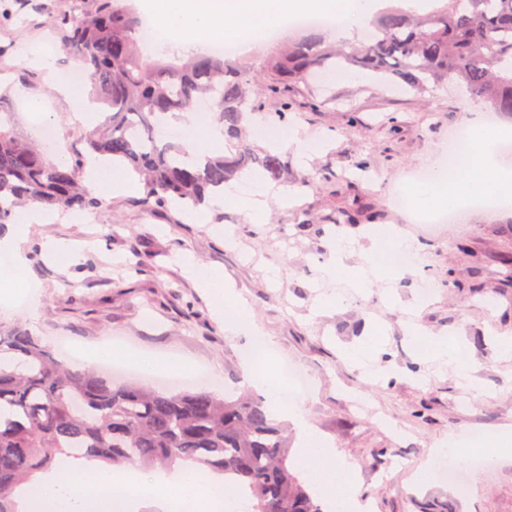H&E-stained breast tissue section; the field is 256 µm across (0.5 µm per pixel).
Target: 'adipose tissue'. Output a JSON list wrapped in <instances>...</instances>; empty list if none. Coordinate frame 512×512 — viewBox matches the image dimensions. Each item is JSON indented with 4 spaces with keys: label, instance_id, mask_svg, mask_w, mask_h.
Here are the masks:
<instances>
[{
    "label": "adipose tissue",
    "instance_id": "adipose-tissue-1",
    "mask_svg": "<svg viewBox=\"0 0 512 512\" xmlns=\"http://www.w3.org/2000/svg\"><path fill=\"white\" fill-rule=\"evenodd\" d=\"M372 0H153L152 16L161 48L189 54L205 51L216 40L242 44L251 41L256 29L279 28L284 20L310 14H337L348 24L327 30L329 41L347 43L355 30L364 27ZM463 126L470 151L454 169L435 167L425 181L409 184L407 200L416 212L433 209L463 211L468 199L494 196L512 206V157L502 152L512 142V125L491 126L469 107ZM168 130L190 151L209 154L220 142L217 130L206 122L171 118ZM85 183L101 198L131 194L135 182L113 171L100 158H89ZM404 200V201H407ZM404 201L390 199L392 208ZM13 232L0 239V250L11 257L13 274L0 275V312L13 308L17 297L14 273L25 272L29 260L25 243L30 225L44 224L48 216L40 204H31ZM365 254L373 272L381 278L396 276L416 267L419 247L397 226L366 229ZM263 357L247 359L242 368L245 384L262 387L279 410L291 417L301 444L297 464L306 466L315 479L325 512H368L352 483L341 481L329 444L305 421L300 399L290 397L284 385L269 373L272 343L263 340ZM243 498L223 476L210 475L187 463L171 472H118L84 459L59 457L54 468L26 485L19 501L20 512H238Z\"/></svg>",
    "mask_w": 512,
    "mask_h": 512
}]
</instances>
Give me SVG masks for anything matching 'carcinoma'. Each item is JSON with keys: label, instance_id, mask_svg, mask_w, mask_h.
Here are the masks:
<instances>
[{"label": "carcinoma", "instance_id": "obj_1", "mask_svg": "<svg viewBox=\"0 0 512 512\" xmlns=\"http://www.w3.org/2000/svg\"><path fill=\"white\" fill-rule=\"evenodd\" d=\"M416 15L391 5L370 20L367 44L346 51L311 32L274 45L257 67L205 53L172 61L142 53V21L122 0H72L54 24L72 61L111 113L86 136L90 152L129 163L143 182L139 205L197 206L244 171L280 180L287 161L243 140L277 81L311 84L329 68L358 67L424 93L449 80L512 114V0H434ZM212 100L228 148L196 158L160 138L172 112ZM84 158L54 164L13 128L0 96V225L16 208L39 203L93 210L102 202L82 184ZM96 460L118 470H169L183 461L224 473L251 501V512H322L289 464L286 429L261 398L218 396L203 387L172 390L137 382L113 385L74 369L20 328L0 329V512L56 455Z\"/></svg>", "mask_w": 512, "mask_h": 512}]
</instances>
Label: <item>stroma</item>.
<instances>
[{"mask_svg":"<svg viewBox=\"0 0 512 512\" xmlns=\"http://www.w3.org/2000/svg\"><path fill=\"white\" fill-rule=\"evenodd\" d=\"M34 4L40 13L32 24L20 0H0L7 50L0 60L9 66L0 72V94L11 103L15 129L38 142L42 126L26 112L24 96L42 90L47 77L29 49L61 52L52 18L68 0ZM322 84L315 91L276 87L249 129L258 149L271 148L268 129L288 124L320 145L306 156L280 146L288 177L279 186L287 195L268 201L260 218L221 205L208 223L193 224L182 209L148 212L136 196L120 195L103 200L86 223L32 225L25 293L0 325L22 326L68 365L95 366L116 383L143 375L110 368L104 357L113 347L130 358L155 354L203 368L218 393L238 388L254 339L225 332L214 292L185 273L186 262L198 263L223 274L247 301L251 320L275 344L276 364L311 378L304 417L337 460L352 464L350 480L371 512H512V461L465 469V497L440 480L412 485L431 449L451 441L461 450L475 433L512 430V358L498 356L492 343L512 336V210L473 209L428 223L387 203L447 154L474 98L453 82L419 95L369 73ZM70 107L59 96L50 102L55 139L46 155L55 162L85 149ZM370 211L417 240L419 270L360 292L324 280L331 242L361 240ZM214 224L235 225L234 244L215 236ZM51 239L71 244L79 260L50 254ZM339 294L345 302L328 306ZM430 334L461 341L469 380L420 361V338ZM363 344L372 347L365 365L344 360L345 350Z\"/></svg>","mask_w":512,"mask_h":512,"instance_id":"35a3bbf8","label":"stroma"}]
</instances>
